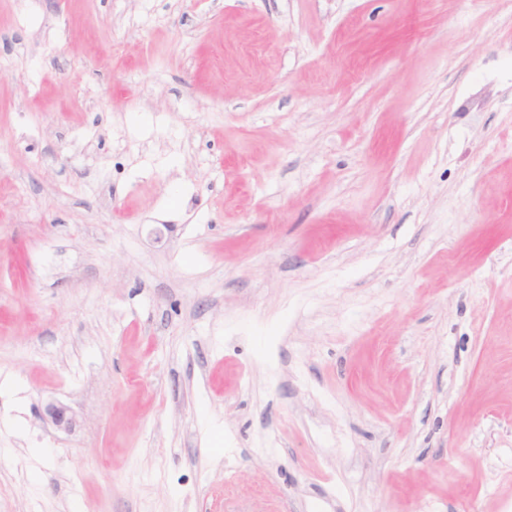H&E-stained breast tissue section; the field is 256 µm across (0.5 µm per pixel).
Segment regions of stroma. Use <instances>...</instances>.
<instances>
[{
  "label": "stroma",
  "mask_w": 512,
  "mask_h": 512,
  "mask_svg": "<svg viewBox=\"0 0 512 512\" xmlns=\"http://www.w3.org/2000/svg\"><path fill=\"white\" fill-rule=\"evenodd\" d=\"M0 512H512V0H0Z\"/></svg>",
  "instance_id": "stroma-1"
}]
</instances>
